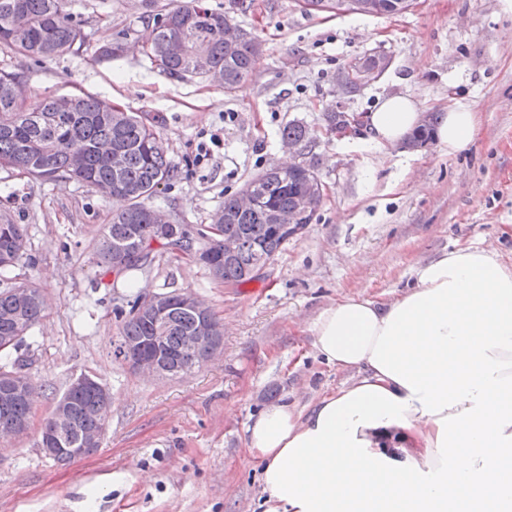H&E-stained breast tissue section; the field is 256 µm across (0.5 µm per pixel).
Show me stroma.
I'll list each match as a JSON object with an SVG mask.
<instances>
[{"instance_id": "stroma-1", "label": "stroma", "mask_w": 512, "mask_h": 512, "mask_svg": "<svg viewBox=\"0 0 512 512\" xmlns=\"http://www.w3.org/2000/svg\"><path fill=\"white\" fill-rule=\"evenodd\" d=\"M66 9L83 45L43 62L0 48V68L22 75L26 104L84 93L154 121L177 172L151 199L154 210L209 231L225 196L281 164L291 121L316 131L306 158L326 191L307 228L236 286L162 247L151 264L103 274L94 247L111 198L0 168V216L28 233L8 276L36 285L47 302L21 350L36 384L29 427L0 442V512H260V464L246 449L251 417L275 399L306 405L352 377L312 347L310 328L332 301L394 299L417 264L464 245L495 243L512 262V11L501 0H415L404 14L379 17L252 0L234 19L265 54L228 93L216 78H175L152 63L138 0H67ZM109 42L121 44L120 56L99 59ZM368 55L387 57L385 72L341 94L338 70ZM392 94L423 112L469 106L478 119L472 144L456 154L436 141L387 152L365 133L323 134L325 108L366 114ZM214 134L223 146L201 152ZM140 288L195 292L224 327L222 352L172 380L116 359L119 314ZM83 373L110 392L107 430L97 453L62 465L40 450L39 430Z\"/></svg>"}]
</instances>
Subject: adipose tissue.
Here are the masks:
<instances>
[{
	"label": "adipose tissue",
	"mask_w": 512,
	"mask_h": 512,
	"mask_svg": "<svg viewBox=\"0 0 512 512\" xmlns=\"http://www.w3.org/2000/svg\"><path fill=\"white\" fill-rule=\"evenodd\" d=\"M420 118L411 97L387 96L370 136L395 148ZM475 126L452 104L436 137L455 154ZM311 333L353 377L248 425L263 512H512V262L492 247L444 252L393 301L337 299Z\"/></svg>",
	"instance_id": "ef3b65f1"
}]
</instances>
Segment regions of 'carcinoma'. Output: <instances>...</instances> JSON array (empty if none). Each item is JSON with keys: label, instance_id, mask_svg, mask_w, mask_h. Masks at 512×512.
<instances>
[{"label": "carcinoma", "instance_id": "1", "mask_svg": "<svg viewBox=\"0 0 512 512\" xmlns=\"http://www.w3.org/2000/svg\"><path fill=\"white\" fill-rule=\"evenodd\" d=\"M143 20L153 23L148 54L158 67L173 77L186 75L190 61L172 59L165 53L166 44L181 36L189 47L200 45L209 66L223 76L224 90L241 88L252 76L263 55L262 42L249 34L235 45L224 40L227 14L211 11L201 0H186L176 7L159 4V0H143ZM80 26L66 12L64 0H0V45L15 54L36 61L58 57L83 42ZM22 80L20 73L0 69V166H9L35 178L54 182L76 181L103 196L120 197L127 202L124 210L102 225L95 243L97 265L108 273L118 274L141 267L153 260V241L162 247L179 248V241L158 233L153 222V209L147 205L160 189L175 177L174 167L166 155L154 150L158 139L155 125L145 118L126 112L93 96L76 97L71 110L46 125L38 116L51 111V100L43 99L23 108L12 95L13 86ZM440 115L430 113L424 127L410 136V144L431 138ZM282 139L295 142L309 140L308 128L298 122L283 127ZM110 140L122 154V165L98 153L96 146ZM79 152L83 165L72 168V156ZM314 171L292 166L266 169L249 180L244 189L252 190L256 205L242 211L238 196L224 198V206L212 216L215 224L224 225V235L212 236L201 243L209 255L205 267L212 278L226 284L241 285L254 278L261 268L290 239V232L279 224L291 220L294 195ZM26 238L25 227L12 221L0 223V250L13 239ZM235 242V253L224 255V240ZM120 246L124 254L113 264L112 246ZM30 283L12 284L0 290V345L18 335L17 319L34 325L44 313L34 292H25ZM196 327V316L183 308L178 296L170 297L163 335L167 346L181 354L187 368H198L204 356L181 353L182 338ZM156 335L151 318L130 307L121 321L120 344H139ZM72 426L61 431L63 448L79 447V434L90 426L88 415L101 403V392L83 390L69 393ZM31 414V402L14 401L8 419H0V432L8 434L22 428Z\"/></svg>", "mask_w": 512, "mask_h": 512}]
</instances>
